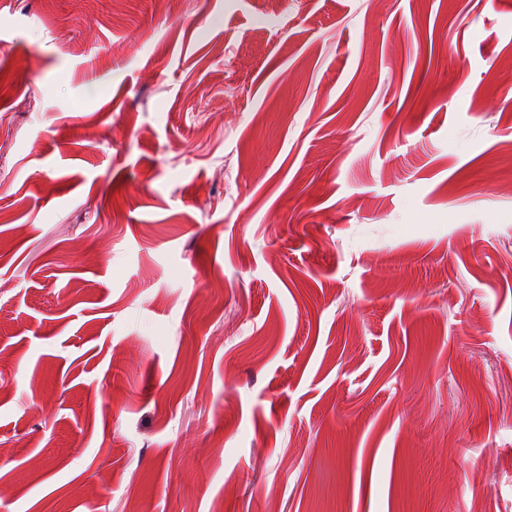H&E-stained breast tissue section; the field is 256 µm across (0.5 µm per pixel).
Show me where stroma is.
Segmentation results:
<instances>
[{"label":"stroma","instance_id":"obj_1","mask_svg":"<svg viewBox=\"0 0 512 512\" xmlns=\"http://www.w3.org/2000/svg\"><path fill=\"white\" fill-rule=\"evenodd\" d=\"M512 0H0V512H512Z\"/></svg>","mask_w":512,"mask_h":512}]
</instances>
